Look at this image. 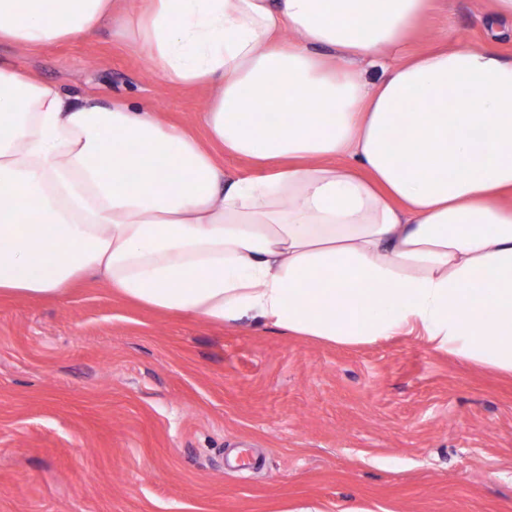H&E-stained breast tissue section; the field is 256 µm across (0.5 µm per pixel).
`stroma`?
<instances>
[{
  "mask_svg": "<svg viewBox=\"0 0 512 512\" xmlns=\"http://www.w3.org/2000/svg\"><path fill=\"white\" fill-rule=\"evenodd\" d=\"M487 0H436L409 53L496 39ZM0 64L76 103H145L203 137L178 87L104 28ZM0 512H512V377L412 336L321 343L210 324L95 278L0 298Z\"/></svg>",
  "mask_w": 512,
  "mask_h": 512,
  "instance_id": "stroma-1",
  "label": "stroma"
}]
</instances>
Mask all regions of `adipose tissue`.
<instances>
[{"label":"adipose tissue","instance_id":"adipose-tissue-1","mask_svg":"<svg viewBox=\"0 0 512 512\" xmlns=\"http://www.w3.org/2000/svg\"><path fill=\"white\" fill-rule=\"evenodd\" d=\"M432 4L0 0V41L118 18L173 85L215 89L201 140L0 65V298L92 274L173 315L340 345L413 334L512 375V56L402 55ZM215 145L271 166L228 171Z\"/></svg>","mask_w":512,"mask_h":512}]
</instances>
